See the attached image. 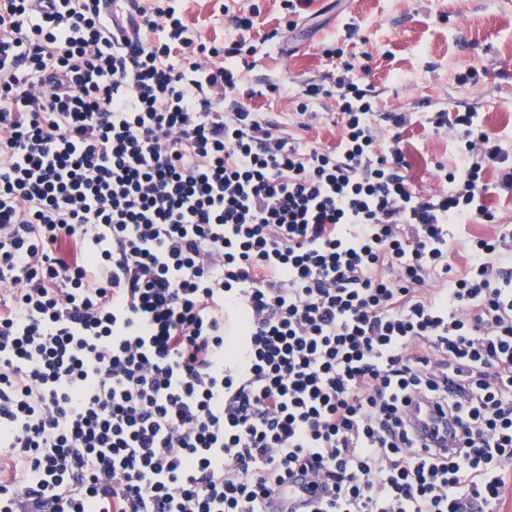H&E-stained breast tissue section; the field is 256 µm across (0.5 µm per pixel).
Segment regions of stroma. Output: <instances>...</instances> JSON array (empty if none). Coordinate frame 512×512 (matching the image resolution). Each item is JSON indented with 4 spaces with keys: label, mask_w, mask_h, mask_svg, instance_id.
I'll return each instance as SVG.
<instances>
[{
    "label": "stroma",
    "mask_w": 512,
    "mask_h": 512,
    "mask_svg": "<svg viewBox=\"0 0 512 512\" xmlns=\"http://www.w3.org/2000/svg\"><path fill=\"white\" fill-rule=\"evenodd\" d=\"M259 8L260 32H268L284 15L280 0H187L185 17L205 37L235 36L236 15ZM358 26L347 34L346 23ZM296 53L286 58L277 44L259 46L244 79L243 102L265 119L313 146H335L341 133L334 99L310 104L317 117L297 113L296 92L306 84L332 86L341 60L367 63L363 85L380 111L427 113L437 109L479 112L486 132L512 153V0H311L296 29L288 35ZM340 47L343 59L326 49ZM471 82H460L462 74ZM287 92L265 95L268 83ZM400 146L408 162L406 175L417 189H446L442 166L457 156V137L419 122L402 129ZM497 221L464 224L454 230L451 260L466 262V244L476 236L512 226V193L495 190L487 199Z\"/></svg>",
    "instance_id": "1"
}]
</instances>
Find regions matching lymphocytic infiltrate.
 I'll return each mask as SVG.
<instances>
[{
  "mask_svg": "<svg viewBox=\"0 0 512 512\" xmlns=\"http://www.w3.org/2000/svg\"><path fill=\"white\" fill-rule=\"evenodd\" d=\"M184 0H0V512H495L512 479V247L473 111L449 187L343 62L335 147L238 99ZM487 204L496 214L495 224H461L454 230L452 242V262L458 267H464L466 262V243L475 236L490 235L499 229L501 224L511 225L512 229V193L492 192ZM298 476L288 478V482L279 487L276 493L267 501V512H310L309 495Z\"/></svg>",
  "mask_w": 512,
  "mask_h": 512,
  "instance_id": "f902f5d3",
  "label": "lymphocytic infiltrate"
}]
</instances>
